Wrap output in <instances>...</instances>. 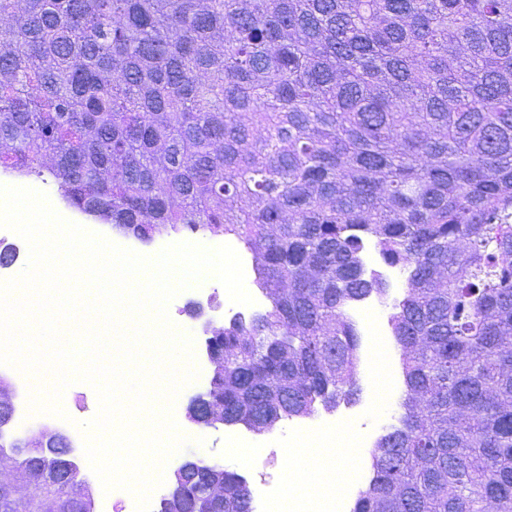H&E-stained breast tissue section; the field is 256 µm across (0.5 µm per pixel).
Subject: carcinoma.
Wrapping results in <instances>:
<instances>
[{"instance_id":"carcinoma-1","label":"carcinoma","mask_w":512,"mask_h":512,"mask_svg":"<svg viewBox=\"0 0 512 512\" xmlns=\"http://www.w3.org/2000/svg\"><path fill=\"white\" fill-rule=\"evenodd\" d=\"M0 169L243 241L269 308L211 329L218 424L357 395L373 244L406 393L353 512H512V0H0ZM48 467L1 470L0 512H90ZM245 490L186 462L160 512Z\"/></svg>"}]
</instances>
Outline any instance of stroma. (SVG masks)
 Segmentation results:
<instances>
[{
    "mask_svg": "<svg viewBox=\"0 0 512 512\" xmlns=\"http://www.w3.org/2000/svg\"><path fill=\"white\" fill-rule=\"evenodd\" d=\"M30 187L46 193L51 205L65 219L104 235L112 242L129 247L131 250L149 256L160 246L188 242L200 244L209 248L221 246L223 236H215L202 229L192 230L186 227L169 230L151 237L150 240L140 241L126 234L122 229L112 224H102L93 217L81 214L72 209L62 199L57 184L52 176L28 177ZM167 314L170 321L178 325L180 331L192 337L194 345V361L199 370L195 382L184 387L174 400L172 415L181 432L189 441L184 450L171 456L165 463L167 471L176 470L184 461L203 459L219 465L226 471L248 476L250 467L267 466V455L272 450H282L288 445V437L295 426V419L280 421L272 430L262 434L247 433L244 426L217 425L214 427L195 423L190 420L187 408L191 400L204 391L209 384L211 371L205 350L204 328L207 325L222 326L231 317V312L224 305V288L222 285H211L206 289L205 296L194 297L188 294L176 295L168 304ZM371 369L367 361H360L358 381L360 393L353 405H340L335 412H318L309 417V424L331 423L343 419L350 410L359 413V424L373 434L380 436L386 429L395 424L400 413L402 394H395L388 402L385 410L377 413L367 412L365 405L370 398ZM247 435L249 443L244 448H231L227 440L232 434Z\"/></svg>",
    "mask_w": 512,
    "mask_h": 512,
    "instance_id": "obj_1",
    "label": "stroma"
}]
</instances>
